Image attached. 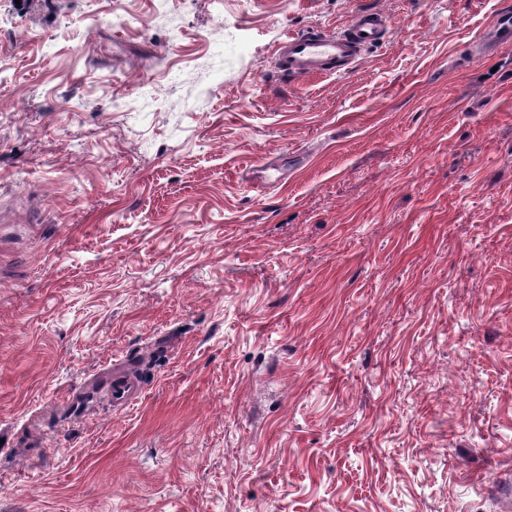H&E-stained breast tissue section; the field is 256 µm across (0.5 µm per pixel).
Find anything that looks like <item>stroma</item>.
<instances>
[{"mask_svg":"<svg viewBox=\"0 0 512 512\" xmlns=\"http://www.w3.org/2000/svg\"><path fill=\"white\" fill-rule=\"evenodd\" d=\"M502 3L0 0V512H504ZM512 41V9L511 4L500 8L496 14L489 31L484 33L482 39L477 44V53L480 55H490L500 46L510 44ZM384 26L381 14L359 12L342 34H289L276 47L274 67L290 78L301 80L346 75L357 66L365 49L379 40ZM139 391V385L133 376L118 375L114 376L112 381V404L123 406Z\"/></svg>","mask_w":512,"mask_h":512,"instance_id":"stroma-1","label":"stroma"}]
</instances>
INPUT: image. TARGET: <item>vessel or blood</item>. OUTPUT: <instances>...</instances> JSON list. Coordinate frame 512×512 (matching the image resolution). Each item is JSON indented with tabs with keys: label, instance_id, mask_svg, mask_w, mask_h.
<instances>
[{
	"label": "vessel or blood",
	"instance_id": "vessel-or-blood-1",
	"mask_svg": "<svg viewBox=\"0 0 512 512\" xmlns=\"http://www.w3.org/2000/svg\"><path fill=\"white\" fill-rule=\"evenodd\" d=\"M385 26L381 14L361 12L354 16L349 28L340 34L306 32L290 34L277 45L274 66L293 79L345 75L359 63L365 49L377 42ZM512 42V7L503 6L487 33L477 44L481 55L494 53ZM139 391L136 378L115 376L112 381V403L125 405Z\"/></svg>",
	"mask_w": 512,
	"mask_h": 512
}]
</instances>
